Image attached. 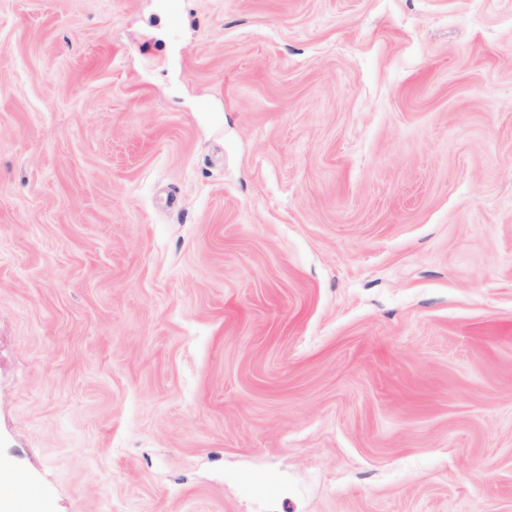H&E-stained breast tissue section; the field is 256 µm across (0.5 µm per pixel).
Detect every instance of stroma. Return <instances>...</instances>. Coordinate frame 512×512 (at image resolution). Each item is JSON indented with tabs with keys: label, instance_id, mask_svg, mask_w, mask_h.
<instances>
[{
	"label": "stroma",
	"instance_id": "1",
	"mask_svg": "<svg viewBox=\"0 0 512 512\" xmlns=\"http://www.w3.org/2000/svg\"><path fill=\"white\" fill-rule=\"evenodd\" d=\"M0 469L512 512V0H0Z\"/></svg>",
	"mask_w": 512,
	"mask_h": 512
}]
</instances>
